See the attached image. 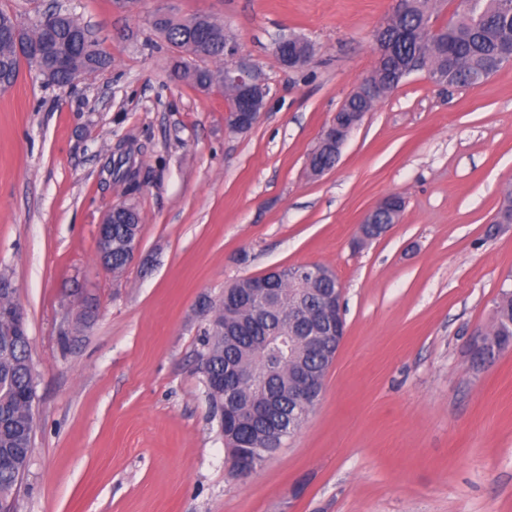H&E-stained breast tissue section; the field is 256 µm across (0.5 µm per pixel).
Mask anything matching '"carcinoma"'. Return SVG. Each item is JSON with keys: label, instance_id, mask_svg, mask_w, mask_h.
<instances>
[{"label": "carcinoma", "instance_id": "carcinoma-1", "mask_svg": "<svg viewBox=\"0 0 512 512\" xmlns=\"http://www.w3.org/2000/svg\"><path fill=\"white\" fill-rule=\"evenodd\" d=\"M442 2L444 0H412L407 10L379 30L381 41L391 48L392 55L377 62L371 73L375 87L373 97L366 100L353 92L343 111L362 114L372 111L397 85L401 67L420 57L427 58L434 72L448 76V84L456 87H470L480 75L489 78L512 60L508 54L512 38V0H481L480 15L455 13L446 24L436 28L432 16ZM154 28L171 46L201 61L196 67L183 65L184 78L198 88L224 86V69L213 70L204 65L206 61L224 59L226 33L223 25L199 16L191 23L158 21ZM84 31V26L73 16L62 12L40 16L28 30L16 14L0 9V91L14 85L18 78L22 56L17 45L24 41H48L66 58L63 68H56L46 60L37 64L59 87L72 84L76 73H92L108 66L110 58L85 37ZM494 223L512 224V190L503 194ZM139 231L137 222L112 225L113 274L118 276L125 271V246L137 239ZM288 273L290 269L285 268L277 277L281 301L262 325L250 321L257 304L248 293L250 279H241L225 289L228 302L222 301L215 307L204 341L213 369L246 368L255 375L256 383L242 392L240 400L259 401L268 387L275 392L278 410L272 420L280 422L288 419L297 370L305 369L320 379L328 369L330 357L312 355L302 346L290 348L273 343L269 341L270 334H291L288 309L298 304L313 305L328 289L336 287L333 275L307 290H300L291 285ZM495 316L508 332L502 334L494 328L490 335L504 341L512 339V290H502ZM28 363L27 343L11 339L8 328L0 325V457L4 458L0 462V500L13 496L30 460L31 425L26 403ZM270 428V423L261 421L242 433H224L231 463H236L239 453L247 447L259 449L252 458L256 466L275 453L276 449L266 440Z\"/></svg>", "mask_w": 512, "mask_h": 512}]
</instances>
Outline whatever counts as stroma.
<instances>
[{
  "instance_id": "obj_1",
  "label": "stroma",
  "mask_w": 512,
  "mask_h": 512,
  "mask_svg": "<svg viewBox=\"0 0 512 512\" xmlns=\"http://www.w3.org/2000/svg\"><path fill=\"white\" fill-rule=\"evenodd\" d=\"M31 24L63 10L108 67L61 88L22 64L0 91V273L28 324L33 449L13 512H512V351L474 363L512 275V62L477 88L423 71L365 114L319 178L308 156L376 64L394 0H0ZM224 25L264 74L255 125L173 70L158 15ZM298 35V69L274 52ZM139 172L113 175L118 145ZM400 223L358 244L384 197ZM132 199L121 277L97 226ZM330 268L346 333L303 427L245 478L231 468L200 358L225 288Z\"/></svg>"
}]
</instances>
